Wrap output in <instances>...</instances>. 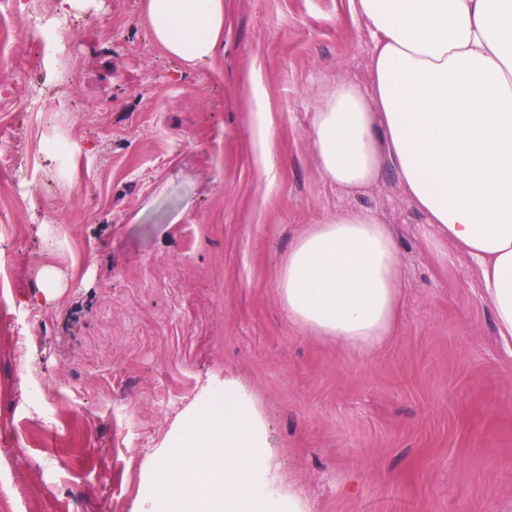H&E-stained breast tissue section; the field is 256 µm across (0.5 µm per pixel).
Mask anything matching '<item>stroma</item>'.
Here are the masks:
<instances>
[{
  "mask_svg": "<svg viewBox=\"0 0 512 512\" xmlns=\"http://www.w3.org/2000/svg\"><path fill=\"white\" fill-rule=\"evenodd\" d=\"M79 52L0 57L22 194L0 208V484L8 512H132L143 464L211 378L255 399L281 474L314 512H512V353L478 275L434 250L395 174L349 199L320 171L312 112L368 84L373 41L348 0H224L216 55L188 66L143 0H33ZM274 169L251 145L256 106ZM75 136V178L46 140ZM355 206L400 248V330L361 358L290 324L293 238ZM58 295L36 300L48 274Z\"/></svg>",
  "mask_w": 512,
  "mask_h": 512,
  "instance_id": "35a3bbf8",
  "label": "stroma"
}]
</instances>
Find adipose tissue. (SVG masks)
I'll use <instances>...</instances> for the list:
<instances>
[{"instance_id":"obj_1","label":"adipose tissue","mask_w":512,"mask_h":512,"mask_svg":"<svg viewBox=\"0 0 512 512\" xmlns=\"http://www.w3.org/2000/svg\"><path fill=\"white\" fill-rule=\"evenodd\" d=\"M373 40L372 82H338L318 102L320 170L354 198L394 172L432 228L468 257L500 340L512 345V0H350ZM153 39L189 65L211 60L224 0H145ZM289 322L371 357L404 300L397 241L353 207L297 235L280 268ZM133 512H312L286 487L253 398L212 380L146 467Z\"/></svg>"}]
</instances>
